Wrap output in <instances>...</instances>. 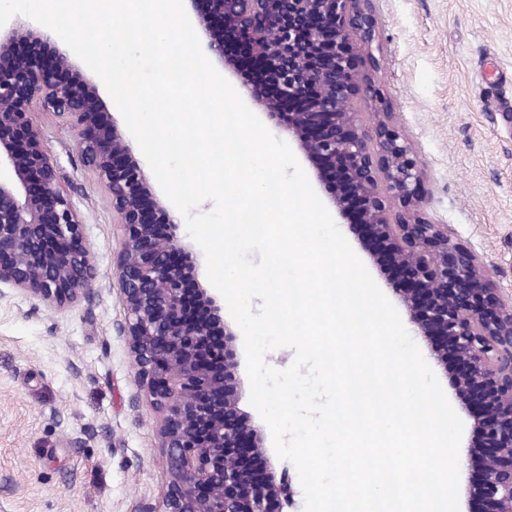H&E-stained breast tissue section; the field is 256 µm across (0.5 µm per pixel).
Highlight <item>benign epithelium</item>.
I'll return each mask as SVG.
<instances>
[{
  "instance_id": "1",
  "label": "benign epithelium",
  "mask_w": 512,
  "mask_h": 512,
  "mask_svg": "<svg viewBox=\"0 0 512 512\" xmlns=\"http://www.w3.org/2000/svg\"><path fill=\"white\" fill-rule=\"evenodd\" d=\"M195 31L214 63L234 74L258 65L274 71L280 90L251 101L293 139L312 164L339 216L362 229L371 257L399 271L393 289L410 323L440 364L455 361L461 410L484 442H470L466 506L512 512V297L484 274L480 257L455 240L446 224L417 215L425 201L420 168L408 138L374 104L363 119L357 102L370 92L368 73L353 65L371 53L373 0H186ZM56 34L17 17L0 27V287L64 309L88 291L96 267L79 213L59 178L57 158L31 110L39 102L76 132L84 166L112 200L122 245L116 257L125 321L140 379L162 410L160 447L168 494L162 512H281L282 492L263 434L239 407L234 332L223 307L187 267H196L172 213L146 176L128 167L133 149L99 103L95 83L69 79L70 55L51 58L20 44ZM288 109L283 121L281 109ZM402 203L394 212L388 197Z\"/></svg>"
}]
</instances>
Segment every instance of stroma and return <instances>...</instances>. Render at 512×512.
I'll list each match as a JSON object with an SVG mask.
<instances>
[{
    "label": "stroma",
    "instance_id": "1",
    "mask_svg": "<svg viewBox=\"0 0 512 512\" xmlns=\"http://www.w3.org/2000/svg\"><path fill=\"white\" fill-rule=\"evenodd\" d=\"M375 90L414 143L421 214L478 254L512 291V0H374ZM97 268L87 296L59 310L0 297V512H160L167 491L162 414L137 385L114 325L124 317L112 204L67 124L35 107Z\"/></svg>",
    "mask_w": 512,
    "mask_h": 512
}]
</instances>
